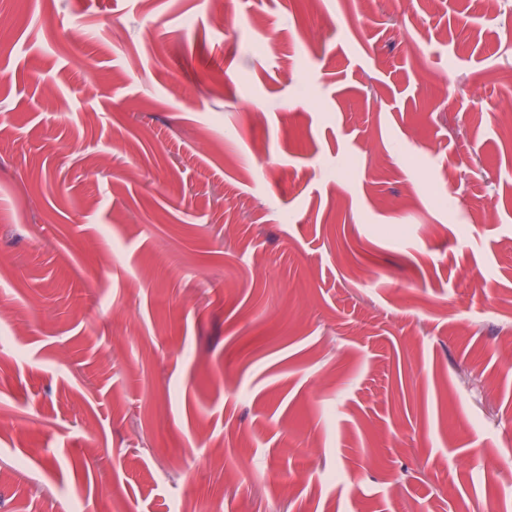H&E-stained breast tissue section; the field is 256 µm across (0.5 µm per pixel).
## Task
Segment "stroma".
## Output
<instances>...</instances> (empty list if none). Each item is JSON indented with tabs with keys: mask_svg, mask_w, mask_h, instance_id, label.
<instances>
[{
	"mask_svg": "<svg viewBox=\"0 0 512 512\" xmlns=\"http://www.w3.org/2000/svg\"><path fill=\"white\" fill-rule=\"evenodd\" d=\"M501 112L512 0H0V512L512 500Z\"/></svg>",
	"mask_w": 512,
	"mask_h": 512,
	"instance_id": "1",
	"label": "stroma"
}]
</instances>
